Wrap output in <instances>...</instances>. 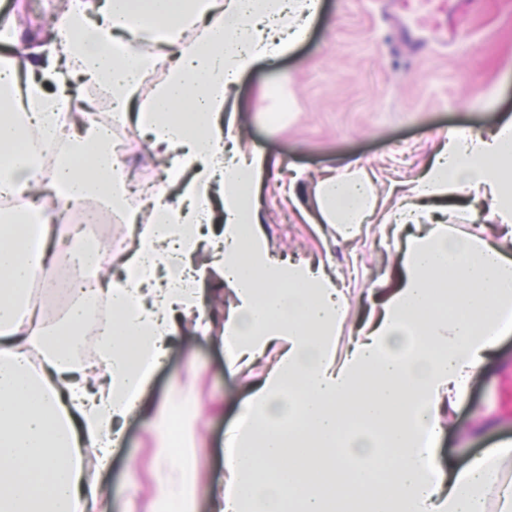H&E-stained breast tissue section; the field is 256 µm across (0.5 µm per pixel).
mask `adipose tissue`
I'll return each mask as SVG.
<instances>
[{
  "label": "adipose tissue",
  "instance_id": "adipose-tissue-1",
  "mask_svg": "<svg viewBox=\"0 0 512 512\" xmlns=\"http://www.w3.org/2000/svg\"><path fill=\"white\" fill-rule=\"evenodd\" d=\"M318 9L319 0H67L21 56L0 59V190L28 193L0 215V512H106L98 477L177 317L198 309L196 328L209 330L200 298L213 275L233 298L220 335L230 368L273 362L248 382L224 434L211 512H512V441L440 462L452 410L512 334V118L448 129L395 210L382 211L364 168L317 184L299 208L304 221L347 241L380 220L401 269L396 287L369 289L364 318L346 329L335 270L272 254L257 194L271 162L241 149L227 108L229 85L291 52ZM138 40L150 51L132 52ZM164 58L165 78L131 105ZM88 85L166 161V187L143 210L124 205L107 128L73 116ZM33 126L45 142L66 141L51 164L26 146ZM215 194L224 226L209 237ZM461 194L474 208L454 206ZM46 197L95 199L127 224L148 217L121 285L107 290L112 327L92 373L74 366L86 302L52 333L37 328L28 284L63 238ZM452 216L476 220L474 231L459 233ZM203 242L213 260L199 266ZM193 413H165L159 469L176 512H191L200 464L186 445Z\"/></svg>",
  "mask_w": 512,
  "mask_h": 512
}]
</instances>
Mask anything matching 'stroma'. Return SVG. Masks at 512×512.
Here are the masks:
<instances>
[{"instance_id": "35a3bbf8", "label": "stroma", "mask_w": 512, "mask_h": 512, "mask_svg": "<svg viewBox=\"0 0 512 512\" xmlns=\"http://www.w3.org/2000/svg\"><path fill=\"white\" fill-rule=\"evenodd\" d=\"M437 7L449 24H462L463 35L449 44L431 40L415 56L396 48L407 16L402 0H320L305 41L277 65L257 63L230 88L243 146L275 162L258 187L272 253L331 257L350 291L351 326L368 288L397 281L394 254L373 229L347 243L335 242L330 229L315 231L289 201V181L310 190L330 171L355 163L375 172L383 196L431 161L438 134L453 126L487 129L512 117V0H480L467 13L458 0H439ZM244 394L220 341L183 323L112 457L109 512H161L156 404L167 400L179 410L188 399L198 406L190 426L204 458L197 483L205 489L223 474L224 430ZM510 440L512 335L475 380L441 446L461 463Z\"/></svg>"}]
</instances>
